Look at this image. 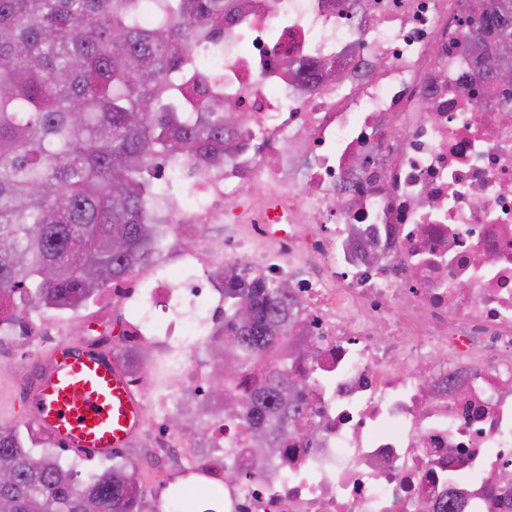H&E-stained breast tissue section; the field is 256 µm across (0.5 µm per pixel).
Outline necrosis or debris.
I'll list each match as a JSON object with an SVG mask.
<instances>
[{"mask_svg":"<svg viewBox=\"0 0 512 512\" xmlns=\"http://www.w3.org/2000/svg\"><path fill=\"white\" fill-rule=\"evenodd\" d=\"M202 54L248 134L178 209L158 256L105 286L127 347L171 340L209 398L198 350L229 283L282 281L308 338L315 437L287 458L245 420L182 451L170 400L148 403L153 456L212 492L195 512H512V84L481 79L470 0H249ZM70 312L0 327L23 387ZM254 473L224 478L227 461Z\"/></svg>","mask_w":512,"mask_h":512,"instance_id":"1","label":"necrosis or debris"}]
</instances>
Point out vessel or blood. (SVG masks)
I'll return each mask as SVG.
<instances>
[{
	"label": "vessel or blood",
	"mask_w": 512,
	"mask_h": 512,
	"mask_svg": "<svg viewBox=\"0 0 512 512\" xmlns=\"http://www.w3.org/2000/svg\"><path fill=\"white\" fill-rule=\"evenodd\" d=\"M35 419L65 447L106 456L124 447L145 418L124 370L112 358L85 347L66 349L39 376Z\"/></svg>",
	"instance_id": "vessel-or-blood-1"
}]
</instances>
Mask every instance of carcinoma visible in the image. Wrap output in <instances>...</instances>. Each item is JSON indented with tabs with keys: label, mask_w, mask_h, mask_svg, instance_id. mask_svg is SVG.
<instances>
[{
	"label": "carcinoma",
	"mask_w": 512,
	"mask_h": 512,
	"mask_svg": "<svg viewBox=\"0 0 512 512\" xmlns=\"http://www.w3.org/2000/svg\"><path fill=\"white\" fill-rule=\"evenodd\" d=\"M231 0H0V322L18 295L77 309L108 282L148 268L166 244L178 188L224 168L247 131L224 121V77L195 56L224 36ZM482 32L512 36V0L473 12ZM251 309L249 321L237 317ZM292 289L256 282L224 289V324L202 341L222 364L231 420L251 416L265 448L314 429L300 373L303 343ZM181 367L162 360L167 388ZM247 374L250 386L233 381ZM25 422L0 425V456L15 480L0 512H142L144 493L124 463L85 481L47 452L36 456Z\"/></svg>",
	"instance_id": "carcinoma-1"
}]
</instances>
